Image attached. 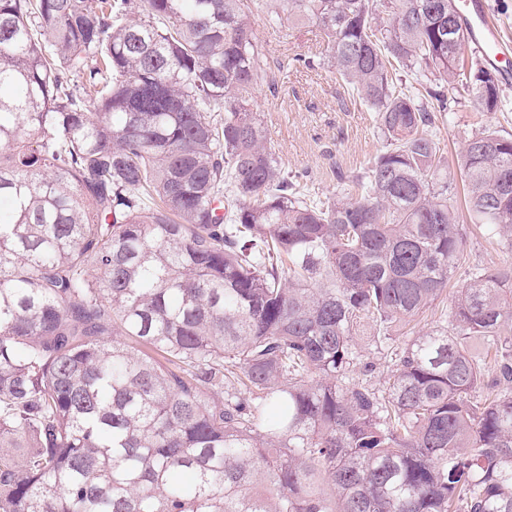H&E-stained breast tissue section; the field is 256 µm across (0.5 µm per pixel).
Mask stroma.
Masks as SVG:
<instances>
[{
    "label": "stroma",
    "instance_id": "1",
    "mask_svg": "<svg viewBox=\"0 0 512 512\" xmlns=\"http://www.w3.org/2000/svg\"><path fill=\"white\" fill-rule=\"evenodd\" d=\"M257 42L271 66H287L294 54L317 55L326 49L315 26L284 30L256 16ZM501 101L492 112L483 111L471 96L446 89L448 110L433 130L448 159L449 172L457 170V155L465 139L478 128L512 134V80L500 81ZM268 139L289 170L302 174L310 196L341 193L343 181L369 166L384 149L373 112L347 90L327 67L289 68L275 87L261 86L253 94ZM466 247L452 280V289L466 284L465 268L474 263L497 269L512 262L487 234L465 222Z\"/></svg>",
    "mask_w": 512,
    "mask_h": 512
}]
</instances>
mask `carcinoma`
Masks as SVG:
<instances>
[{"label":"carcinoma","instance_id":"carcinoma-1","mask_svg":"<svg viewBox=\"0 0 512 512\" xmlns=\"http://www.w3.org/2000/svg\"><path fill=\"white\" fill-rule=\"evenodd\" d=\"M375 2L0 0V512H512V389L479 394L512 380V264L469 267L385 387L352 377L355 336L389 351L466 245L447 99L400 78L455 83L465 19ZM262 11L316 26L375 112L355 192L306 199L268 144ZM457 164L512 251V138Z\"/></svg>","mask_w":512,"mask_h":512}]
</instances>
